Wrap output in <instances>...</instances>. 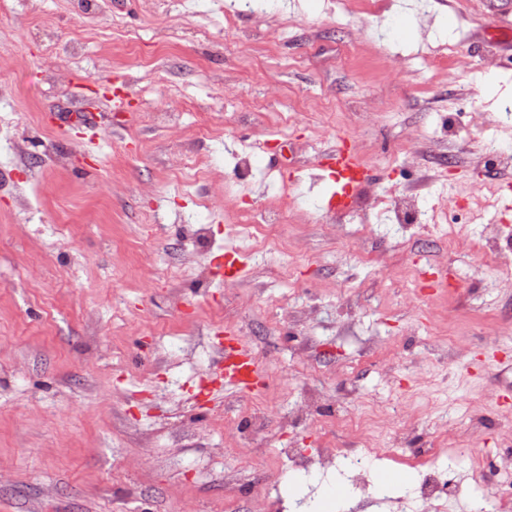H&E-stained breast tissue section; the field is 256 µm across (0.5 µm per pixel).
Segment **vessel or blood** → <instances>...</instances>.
<instances>
[{"mask_svg": "<svg viewBox=\"0 0 512 512\" xmlns=\"http://www.w3.org/2000/svg\"><path fill=\"white\" fill-rule=\"evenodd\" d=\"M316 165L336 184L326 204L330 212L354 209L363 186L373 178L371 169L360 159L355 147L341 137L318 156ZM210 266L214 282L220 285L236 282L243 273L242 263L226 262L221 254L212 258ZM221 374L225 388L239 391L255 389L264 380L262 364L250 344L241 339L225 352Z\"/></svg>", "mask_w": 512, "mask_h": 512, "instance_id": "1", "label": "vessel or blood"}]
</instances>
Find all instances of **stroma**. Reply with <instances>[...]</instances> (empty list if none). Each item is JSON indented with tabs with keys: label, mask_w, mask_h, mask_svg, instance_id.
Segmentation results:
<instances>
[{
	"label": "stroma",
	"mask_w": 512,
	"mask_h": 512,
	"mask_svg": "<svg viewBox=\"0 0 512 512\" xmlns=\"http://www.w3.org/2000/svg\"><path fill=\"white\" fill-rule=\"evenodd\" d=\"M232 2L0 0V512H247L259 477L281 504L310 493L318 512H353L339 474L284 480L261 448H345L362 413L415 404V443L445 447L437 423L470 406L483 450L512 451V404L496 401L512 371L472 366L512 358V292L479 250L489 222L512 240V210L470 196L493 180L477 167L487 139L512 146V0H277L275 25ZM120 74L136 111L56 126ZM411 130L454 166L404 163ZM339 136L376 172L363 196L414 192L435 223L324 211L316 160ZM245 143L277 166L243 189ZM277 209L275 249L249 247L238 216ZM185 224L212 241L176 284ZM231 248L246 267L220 286L210 258ZM426 260L463 290L416 287L408 270ZM228 325L265 363L259 391L225 389L212 366ZM311 388L335 403L278 430Z\"/></svg>",
	"instance_id": "1"
}]
</instances>
